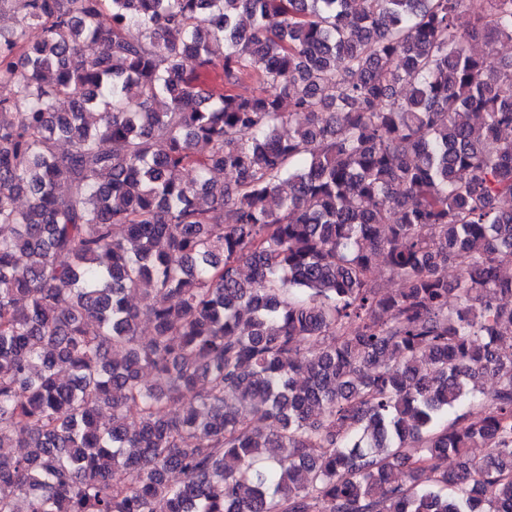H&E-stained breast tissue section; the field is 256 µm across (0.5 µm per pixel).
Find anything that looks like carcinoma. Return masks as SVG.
Listing matches in <instances>:
<instances>
[{"instance_id": "1", "label": "carcinoma", "mask_w": 512, "mask_h": 512, "mask_svg": "<svg viewBox=\"0 0 512 512\" xmlns=\"http://www.w3.org/2000/svg\"><path fill=\"white\" fill-rule=\"evenodd\" d=\"M468 2L0 0V512H512V0Z\"/></svg>"}]
</instances>
